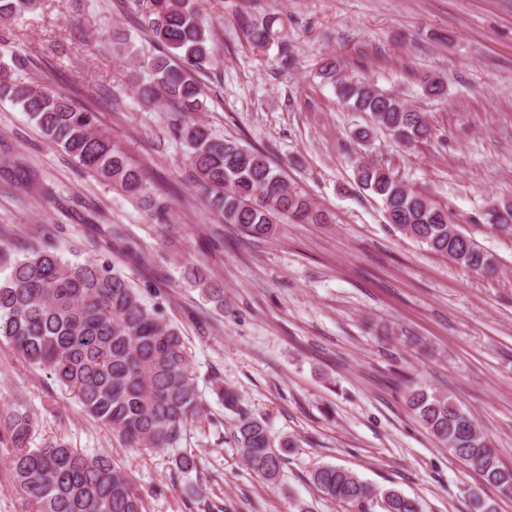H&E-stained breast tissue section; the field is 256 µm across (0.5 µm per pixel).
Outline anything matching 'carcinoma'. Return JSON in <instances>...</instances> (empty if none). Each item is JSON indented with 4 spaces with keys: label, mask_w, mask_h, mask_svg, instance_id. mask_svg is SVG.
<instances>
[{
    "label": "carcinoma",
    "mask_w": 512,
    "mask_h": 512,
    "mask_svg": "<svg viewBox=\"0 0 512 512\" xmlns=\"http://www.w3.org/2000/svg\"><path fill=\"white\" fill-rule=\"evenodd\" d=\"M137 17L160 54L147 61L151 80L138 86L144 103L164 101L179 120L175 133L188 149L194 187L217 223L235 224L251 238L268 237L280 224H324L327 216L309 198L288 186L264 153L237 139L214 135L193 115L206 110L202 77L217 69L210 43L214 26L192 0H147ZM39 8V0H0V25ZM277 18L245 26L249 42L263 49L275 39ZM29 59L14 55L0 64V98L26 113L45 139L83 169L109 181L125 195H147L145 173L129 165L112 138L98 130L97 113L44 83L19 85L13 70ZM340 62L327 63L323 79L340 102L367 116L357 132L369 141L381 130L408 146L428 139L426 113L398 95L341 75ZM429 97H443L446 84L432 75L419 79ZM356 181L377 196L388 223L437 255L474 272L493 273L497 259L460 232L448 210L397 180L391 172L359 164ZM489 225L512 235V202L492 205ZM188 276L216 305L224 288L199 268ZM28 365L46 371L77 399L81 411L112 430L129 448L171 449L173 468L190 473L197 455L180 448L189 421L205 411L191 378L190 354L179 328L168 322L163 306L149 300L115 265L96 259L71 262L52 246H31L0 278V339ZM224 408L235 414L234 440L248 468L273 481L288 460L294 439L274 441L264 420L242 408L237 392L215 377ZM424 428L448 452L476 472L482 485L512 496V469L473 415L451 394L427 385L410 389L407 400ZM37 418L17 404L0 412V446L11 449L7 464L14 485L25 495L29 512H144L142 496L112 455L72 447L61 437L34 444ZM327 497L358 512H422L420 502L395 489L380 490L353 471L324 464L311 475Z\"/></svg>",
    "instance_id": "obj_1"
}]
</instances>
